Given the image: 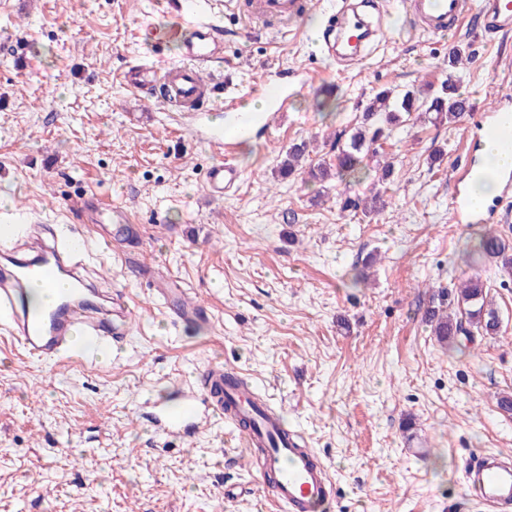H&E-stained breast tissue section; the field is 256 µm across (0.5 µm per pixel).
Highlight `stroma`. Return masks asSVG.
<instances>
[{"instance_id": "obj_1", "label": "stroma", "mask_w": 512, "mask_h": 512, "mask_svg": "<svg viewBox=\"0 0 512 512\" xmlns=\"http://www.w3.org/2000/svg\"><path fill=\"white\" fill-rule=\"evenodd\" d=\"M168 2L0 0V224L39 219L84 236L87 277L133 306L121 343L85 342L53 361L0 339V512H271L224 420L169 439L136 419L145 402L177 401L217 360L304 433L335 483L333 512H484L464 473L476 452L512 456V413L497 404L512 394V280L475 270L465 250L488 232L512 238V218L452 221L469 119L400 123L351 184L278 169L302 140L313 161H334L337 133L353 132L386 86L449 78L492 107L512 94V34L486 35L470 17L454 34L415 33L407 0H390L394 21L377 47L332 64L311 36L318 15L299 21L297 39L250 17V0L236 14L198 0L231 31L218 62L225 85L244 92L286 68L302 78L269 138L239 146L240 185L212 199L203 183L215 153L119 81L133 64L179 60L175 33L189 19ZM458 44L471 58L446 70ZM386 161V208H344L381 189ZM91 196L136 217L132 238L108 247L111 224L75 219L74 202ZM147 267L203 303L207 319L173 321ZM476 272L501 330L441 346L424 321L430 295Z\"/></svg>"}]
</instances>
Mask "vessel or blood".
I'll list each match as a JSON object with an SVG mask.
<instances>
[{
    "label": "vessel or blood",
    "instance_id": "1",
    "mask_svg": "<svg viewBox=\"0 0 512 512\" xmlns=\"http://www.w3.org/2000/svg\"><path fill=\"white\" fill-rule=\"evenodd\" d=\"M315 0H254L253 13L293 23L305 11L315 8ZM469 12L468 0H408L409 26L431 34L447 33L463 22ZM329 31L353 37L356 44L371 42L374 30L354 9H340L327 19ZM480 27L488 34L512 33V0H482ZM183 61L158 71L154 65L138 63L122 74L123 84L141 91L153 82H161L163 104L184 108L209 95L211 87L200 72L218 59L224 48L221 25L210 17L194 14L191 36L182 38ZM256 89L267 98L262 112L252 115L244 110V99L228 92L214 98L211 109L202 113L195 132L204 134L217 156L206 176L209 196L223 197L236 188L242 177L234 162L235 151L243 140L257 131H270L273 118L284 115L291 106L287 80H262ZM478 134L466 161L453 171L451 210L458 224H501L506 220L504 202L512 196V169L486 171L483 141L498 138L512 126V100L500 99L489 110H471ZM492 173L497 195L482 208H474L471 190L484 173ZM80 240L49 242L39 225L17 233L12 225H0V310L9 318L1 330L10 336L27 358L47 359L68 352L75 335L96 341L121 342L131 321V306L125 295L114 294L110 308L93 315L97 293L80 273L83 264ZM51 281L68 278L70 288L59 295L54 305L42 314H34L25 302L26 284L31 275ZM154 291L170 317L186 321L205 316L206 309L186 302L180 289L169 287L167 280L154 283ZM220 417L234 427L241 438L244 454L258 467L259 478L271 502L285 512H321L336 496V487L326 464L309 448L303 434L288 429L282 410L273 408L255 391L252 382L237 368L213 363L199 374L198 384L182 396L179 410L153 404L149 417L164 436L177 438L188 434L212 417ZM467 477L488 512H512V458L500 453H476Z\"/></svg>",
    "mask_w": 512,
    "mask_h": 512
}]
</instances>
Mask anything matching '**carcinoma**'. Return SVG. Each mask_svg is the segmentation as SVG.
Returning <instances> with one entry per match:
<instances>
[{"label": "carcinoma", "instance_id": "obj_1", "mask_svg": "<svg viewBox=\"0 0 512 512\" xmlns=\"http://www.w3.org/2000/svg\"><path fill=\"white\" fill-rule=\"evenodd\" d=\"M467 104L469 100L449 81L433 92L384 89L364 108L362 121L349 140L336 146V164L317 163L304 167L308 144L302 141L288 148L281 162V175L289 178L305 174L313 181L322 182L336 172L356 182L362 175V155L379 141L389 138L393 126L402 122L403 116L416 112L434 122L451 124L463 117ZM475 253L479 260L493 263L501 276L512 277V240L486 233L481 236ZM425 319L438 342L452 346L464 340L472 344L478 335L495 336L501 325L498 311L488 299L487 285L478 274L463 281L453 292L446 288L434 291Z\"/></svg>", "mask_w": 512, "mask_h": 512}]
</instances>
